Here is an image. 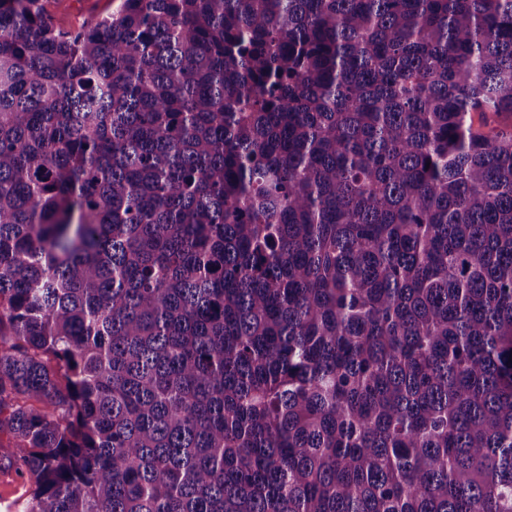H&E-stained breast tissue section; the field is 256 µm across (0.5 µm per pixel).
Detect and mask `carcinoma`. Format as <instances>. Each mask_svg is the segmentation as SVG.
<instances>
[{
    "instance_id": "1",
    "label": "carcinoma",
    "mask_w": 512,
    "mask_h": 512,
    "mask_svg": "<svg viewBox=\"0 0 512 512\" xmlns=\"http://www.w3.org/2000/svg\"><path fill=\"white\" fill-rule=\"evenodd\" d=\"M512 0H0V468L23 512H512ZM113 0H45L47 11L63 27H77L90 16L112 12L117 2Z\"/></svg>"
}]
</instances>
